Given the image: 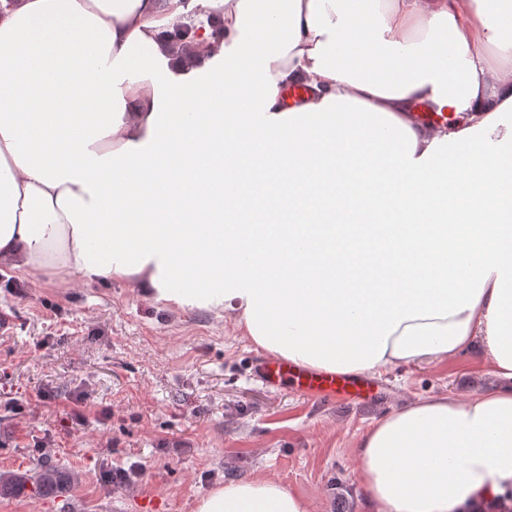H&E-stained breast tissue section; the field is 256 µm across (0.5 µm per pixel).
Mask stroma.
Segmentation results:
<instances>
[{
    "label": "stroma",
    "mask_w": 512,
    "mask_h": 512,
    "mask_svg": "<svg viewBox=\"0 0 512 512\" xmlns=\"http://www.w3.org/2000/svg\"><path fill=\"white\" fill-rule=\"evenodd\" d=\"M0 474L50 461L75 471L65 499L0 497V512H194L213 489L257 477L310 512H365L354 444L415 400L494 379L480 346L376 376L371 404L272 392L249 376L257 348L231 319L175 309L111 280L30 277L0 266ZM82 411L84 423L70 418ZM129 481L113 486V470Z\"/></svg>",
    "instance_id": "35a3bbf8"
}]
</instances>
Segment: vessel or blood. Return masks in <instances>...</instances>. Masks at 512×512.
I'll list each match as a JSON object with an SVG mask.
<instances>
[{"instance_id": "obj_1", "label": "vessel or blood", "mask_w": 512, "mask_h": 512, "mask_svg": "<svg viewBox=\"0 0 512 512\" xmlns=\"http://www.w3.org/2000/svg\"><path fill=\"white\" fill-rule=\"evenodd\" d=\"M250 370L268 388H288L316 400L369 402L375 400L378 394L370 378L311 370L271 355L251 359Z\"/></svg>"}]
</instances>
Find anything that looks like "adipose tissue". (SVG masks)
I'll use <instances>...</instances> for the list:
<instances>
[{
    "mask_svg": "<svg viewBox=\"0 0 512 512\" xmlns=\"http://www.w3.org/2000/svg\"><path fill=\"white\" fill-rule=\"evenodd\" d=\"M511 211L512 0H0L1 266L222 313L318 371L481 345L502 387L361 434L367 512L512 499ZM195 512L310 505L253 478Z\"/></svg>",
    "mask_w": 512,
    "mask_h": 512,
    "instance_id": "adipose-tissue-1",
    "label": "adipose tissue"
}]
</instances>
